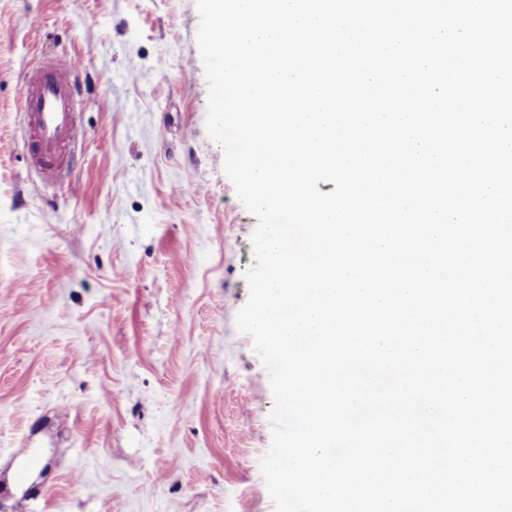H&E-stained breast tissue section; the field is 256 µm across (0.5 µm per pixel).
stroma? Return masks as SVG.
I'll list each match as a JSON object with an SVG mask.
<instances>
[{
    "label": "stroma",
    "mask_w": 512,
    "mask_h": 512,
    "mask_svg": "<svg viewBox=\"0 0 512 512\" xmlns=\"http://www.w3.org/2000/svg\"><path fill=\"white\" fill-rule=\"evenodd\" d=\"M199 22L194 0H0V471L37 449L43 512H275L274 397L235 322L257 220L206 131ZM45 54L78 64L60 183L18 108Z\"/></svg>",
    "instance_id": "35a3bbf8"
}]
</instances>
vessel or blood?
Returning a JSON list of instances; mask_svg holds the SVG:
<instances>
[{"label": "vessel or blood", "mask_w": 512, "mask_h": 512, "mask_svg": "<svg viewBox=\"0 0 512 512\" xmlns=\"http://www.w3.org/2000/svg\"><path fill=\"white\" fill-rule=\"evenodd\" d=\"M76 70L71 57L46 56L19 87L26 147L34 169L48 179L68 171L70 156L85 138L78 119Z\"/></svg>", "instance_id": "vessel-or-blood-1"}]
</instances>
